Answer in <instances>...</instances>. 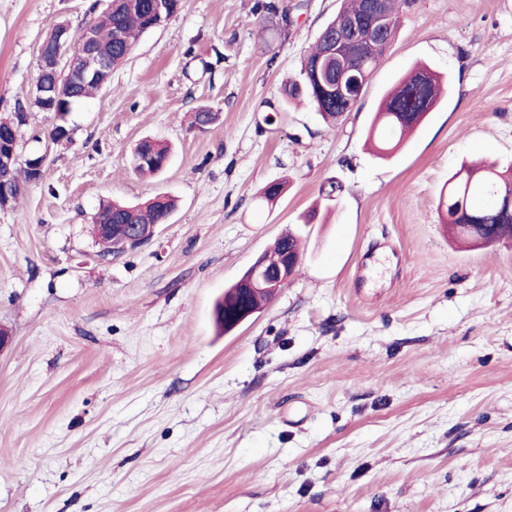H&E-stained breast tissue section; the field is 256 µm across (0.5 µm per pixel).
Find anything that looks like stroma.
I'll return each mask as SVG.
<instances>
[{
  "mask_svg": "<svg viewBox=\"0 0 512 512\" xmlns=\"http://www.w3.org/2000/svg\"><path fill=\"white\" fill-rule=\"evenodd\" d=\"M261 2L181 0L70 141L30 110L20 150L47 163L0 210V512H512V240L459 246L437 211L462 164H512V0H416L333 129L284 84L342 0H283L287 22ZM105 6L0 0L1 116L51 28ZM417 64L452 90L376 158L371 119ZM145 138L172 150L154 176L130 163ZM159 194L152 242L100 257V204ZM289 228L294 276L222 333L216 301Z\"/></svg>",
  "mask_w": 512,
  "mask_h": 512,
  "instance_id": "stroma-1",
  "label": "stroma"
}]
</instances>
